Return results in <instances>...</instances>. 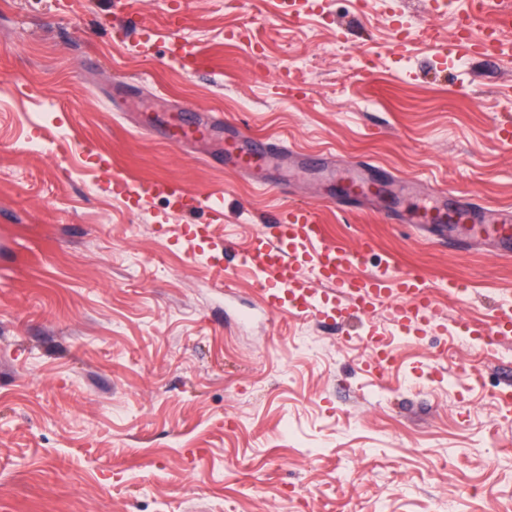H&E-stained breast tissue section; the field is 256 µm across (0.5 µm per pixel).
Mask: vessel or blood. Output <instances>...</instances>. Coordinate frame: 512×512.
Instances as JSON below:
<instances>
[{
  "mask_svg": "<svg viewBox=\"0 0 512 512\" xmlns=\"http://www.w3.org/2000/svg\"><path fill=\"white\" fill-rule=\"evenodd\" d=\"M482 23L483 38L474 35V23ZM512 25V15L503 12L498 0H469L464 22L453 35L451 50L456 57L473 53L488 57L501 54L498 32ZM169 44L173 57L187 68H197L198 55L192 42L180 37L179 21H171ZM292 152L288 143L272 138L228 136L224 141V161L241 173L262 169L273 159ZM114 182L126 201L133 204L148 202L156 197L167 199L176 211H184L188 189L178 182H149L128 186L122 177ZM459 217L467 224L471 239L494 240L499 251L512 253V214L468 201L458 202ZM180 239L191 256L203 255L211 244L208 225L188 224ZM371 251L370 244L352 249L344 243L329 242L325 226L317 209L305 203L284 206L274 223L252 235L238 253L241 267L250 269L261 291V304L271 315H287L342 321L353 315L373 314L384 299L395 303L398 329L407 335H424L444 329L437 314V302L428 288L427 277L419 271L395 273L384 269L372 273H354L353 268ZM333 284L330 293L318 292V284ZM463 336H476L483 349L490 350L512 338V305H502L492 325L485 326L471 319L456 324Z\"/></svg>",
  "mask_w": 512,
  "mask_h": 512,
  "instance_id": "vessel-or-blood-1",
  "label": "vessel or blood"
}]
</instances>
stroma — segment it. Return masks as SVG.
<instances>
[{
  "mask_svg": "<svg viewBox=\"0 0 512 512\" xmlns=\"http://www.w3.org/2000/svg\"><path fill=\"white\" fill-rule=\"evenodd\" d=\"M463 6L312 0L296 17L283 0H0V512H512V407L494 397L512 340L398 339L388 300L335 330L267 316L247 270L178 243L206 214L128 207L99 166L221 198L217 253L313 204L329 240L371 241L367 270L423 271L448 325L492 323L512 303V256L414 234L435 192L512 209V150L494 137L512 118V29L495 60L440 56ZM174 10L197 69L168 55ZM425 19L436 42L406 34ZM292 56L307 74L285 96ZM360 56L376 68L352 71ZM141 75L136 97L114 94ZM173 105L222 122L174 144ZM228 131L332 165L242 175L216 159ZM348 159L388 184L343 211L327 199ZM374 330L394 349L380 379L363 366Z\"/></svg>",
  "mask_w": 512,
  "mask_h": 512,
  "instance_id": "1",
  "label": "stroma"
}]
</instances>
